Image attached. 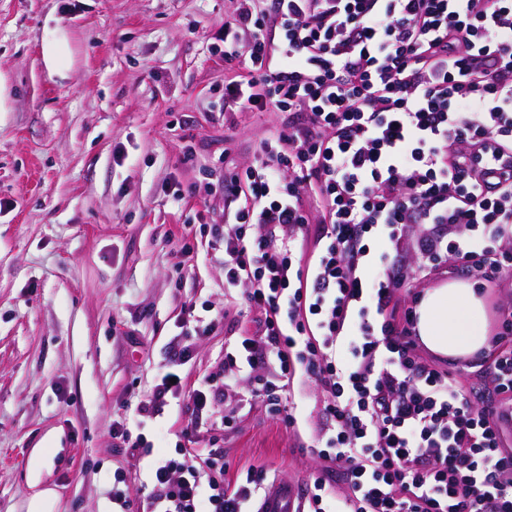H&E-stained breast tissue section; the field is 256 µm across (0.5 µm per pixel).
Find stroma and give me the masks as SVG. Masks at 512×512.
<instances>
[{
	"label": "stroma",
	"mask_w": 512,
	"mask_h": 512,
	"mask_svg": "<svg viewBox=\"0 0 512 512\" xmlns=\"http://www.w3.org/2000/svg\"><path fill=\"white\" fill-rule=\"evenodd\" d=\"M235 0H0V512H28L30 482L54 512H116L123 464L112 425L158 374L214 371L249 318L224 315V216L211 183L254 162L287 112L224 105ZM64 49L50 72L46 43ZM194 247L184 253V244ZM219 319L183 336L188 303ZM222 432L233 469L307 483L323 462L314 384L291 396L297 427L248 403Z\"/></svg>",
	"instance_id": "stroma-1"
}]
</instances>
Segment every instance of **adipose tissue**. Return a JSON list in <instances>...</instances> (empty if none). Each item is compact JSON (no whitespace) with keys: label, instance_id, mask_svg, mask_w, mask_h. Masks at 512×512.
<instances>
[{"label":"adipose tissue","instance_id":"ef3b65f1","mask_svg":"<svg viewBox=\"0 0 512 512\" xmlns=\"http://www.w3.org/2000/svg\"><path fill=\"white\" fill-rule=\"evenodd\" d=\"M417 316L421 342L437 355L463 358L487 346L484 301L466 283L452 281L428 289Z\"/></svg>","mask_w":512,"mask_h":512}]
</instances>
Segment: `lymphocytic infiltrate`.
I'll list each match as a JSON object with an SVG mask.
<instances>
[{"mask_svg":"<svg viewBox=\"0 0 512 512\" xmlns=\"http://www.w3.org/2000/svg\"><path fill=\"white\" fill-rule=\"evenodd\" d=\"M237 0L224 84L243 109L301 113L221 186L224 285L242 291L256 329L215 372L187 383L164 371L134 420L113 424L152 492L123 512H254L273 481L260 467L224 480L223 448L194 442L239 371L265 360L279 386L253 377L252 397L282 416L279 395L314 381L326 423L311 444L325 467L304 512H512V308L501 307L489 370L495 397L475 407L450 369L416 352V304H393L405 262H454L476 282L512 272V0ZM312 255L299 247L311 217ZM421 233H411V226ZM179 398L188 420L175 455L140 429ZM343 470L349 493L337 499Z\"/></svg>","mask_w":512,"mask_h":512,"instance_id":"f902f5d3","label":"lymphocytic infiltrate"}]
</instances>
